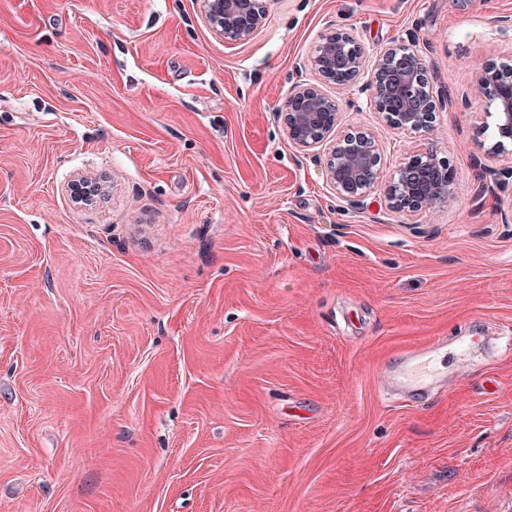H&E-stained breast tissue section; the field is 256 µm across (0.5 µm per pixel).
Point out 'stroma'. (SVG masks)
<instances>
[{
    "label": "stroma",
    "mask_w": 512,
    "mask_h": 512,
    "mask_svg": "<svg viewBox=\"0 0 512 512\" xmlns=\"http://www.w3.org/2000/svg\"><path fill=\"white\" fill-rule=\"evenodd\" d=\"M512 0H271L228 45L199 0H0V512H512V356L426 404L376 374L437 336H512V185L477 197L471 72ZM416 31L452 108L418 143L447 207L344 211L276 108L317 36ZM103 179L97 204L71 185Z\"/></svg>",
    "instance_id": "obj_1"
}]
</instances>
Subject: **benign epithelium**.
Segmentation results:
<instances>
[{
	"label": "benign epithelium",
	"mask_w": 512,
	"mask_h": 512,
	"mask_svg": "<svg viewBox=\"0 0 512 512\" xmlns=\"http://www.w3.org/2000/svg\"><path fill=\"white\" fill-rule=\"evenodd\" d=\"M212 33L224 43H246L267 21L269 0H200ZM298 68L315 77L299 82L278 105L282 132L299 153L324 156V177L346 209L371 205L390 212L443 208L456 195V173L450 160L431 148L402 159L384 189H379L383 148L368 128L338 132L340 99L322 86H356L366 95L359 109L376 112L394 131L417 135L433 128L436 111L452 104L447 91L434 86L433 67L421 50L417 33L368 48L341 29L321 33ZM493 118L492 155L512 161V66L491 63L471 74ZM512 179V165L488 168L478 194H495Z\"/></svg>",
	"instance_id": "benign-epithelium-1"
}]
</instances>
